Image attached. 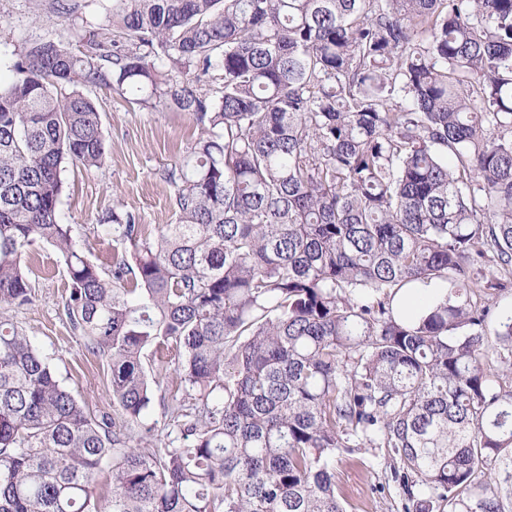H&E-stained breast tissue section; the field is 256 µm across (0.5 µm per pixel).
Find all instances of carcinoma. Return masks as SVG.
<instances>
[{"mask_svg": "<svg viewBox=\"0 0 512 512\" xmlns=\"http://www.w3.org/2000/svg\"><path fill=\"white\" fill-rule=\"evenodd\" d=\"M111 26L0 88V512H345L341 448L387 449L405 512H507L479 476L512 464V0H113ZM89 83L201 130L175 223L102 218L131 247L106 272L57 220L66 165L106 158ZM44 243L120 427L3 316ZM161 392L156 394L155 401L151 408L150 414L144 420L142 426L134 428L135 436L143 435L151 441L152 445L157 446L154 448H162L164 440L166 441V433L171 430L172 421H170V414H168L167 406L171 403L170 391L162 392V397L165 395V401L160 398ZM150 429L149 433H146Z\"/></svg>", "mask_w": 512, "mask_h": 512, "instance_id": "carcinoma-1", "label": "carcinoma"}]
</instances>
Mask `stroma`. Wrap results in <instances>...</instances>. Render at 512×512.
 Here are the masks:
<instances>
[{
	"instance_id": "stroma-1",
	"label": "stroma",
	"mask_w": 512,
	"mask_h": 512,
	"mask_svg": "<svg viewBox=\"0 0 512 512\" xmlns=\"http://www.w3.org/2000/svg\"><path fill=\"white\" fill-rule=\"evenodd\" d=\"M69 13H57L56 0H0V85L13 75L11 64L29 43L68 40L72 31H101L112 16V0H69ZM99 108L107 157L99 168L67 165L58 219L70 225L77 249L109 268L116 246L112 229L100 218L116 209L136 215L146 231L175 221L173 188L165 174L190 147L198 131L188 113L141 109L120 92L87 85ZM31 304L9 311V318L42 350L61 383L94 413H108L110 370L91 354L65 313L68 275L62 257L49 245L37 247L32 262ZM336 489L346 512H404L406 497L393 477L385 449L353 454L340 451L334 463Z\"/></svg>"
}]
</instances>
